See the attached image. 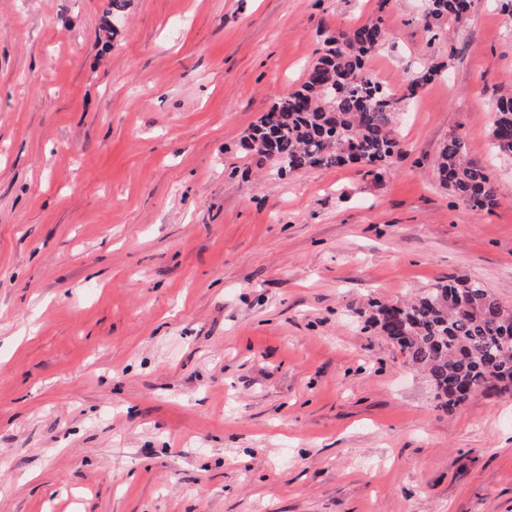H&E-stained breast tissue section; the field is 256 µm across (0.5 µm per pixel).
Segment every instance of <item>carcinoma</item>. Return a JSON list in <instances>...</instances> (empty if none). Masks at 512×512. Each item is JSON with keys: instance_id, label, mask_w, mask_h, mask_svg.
I'll return each instance as SVG.
<instances>
[{"instance_id": "1", "label": "carcinoma", "mask_w": 512, "mask_h": 512, "mask_svg": "<svg viewBox=\"0 0 512 512\" xmlns=\"http://www.w3.org/2000/svg\"><path fill=\"white\" fill-rule=\"evenodd\" d=\"M473 0H429L428 16L463 19ZM387 37L367 22L328 34L300 88L277 99L244 136L256 166L287 173L363 161L383 168L398 150L394 94L365 71L367 56ZM494 148L512 156V95L498 98ZM443 183L474 210L495 203L493 177L466 156L452 136L436 157ZM367 326L425 368L441 406L451 409L474 394L512 392V308L476 281L438 284L411 303H372Z\"/></svg>"}]
</instances>
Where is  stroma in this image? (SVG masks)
I'll return each instance as SVG.
<instances>
[{"label":"stroma","instance_id":"obj_1","mask_svg":"<svg viewBox=\"0 0 512 512\" xmlns=\"http://www.w3.org/2000/svg\"><path fill=\"white\" fill-rule=\"evenodd\" d=\"M0 0V512H512V394L440 408L377 329L453 278L512 306V16L474 0ZM413 87L401 147L282 176L241 140L320 37ZM460 136L493 172L439 183ZM473 0H429L428 17L459 21L470 11ZM494 148L501 154L512 156V95L498 98L492 123ZM436 170L443 183L474 210H490L495 203L493 177L481 161L466 156L463 140L453 135L436 157Z\"/></svg>","mask_w":512,"mask_h":512}]
</instances>
